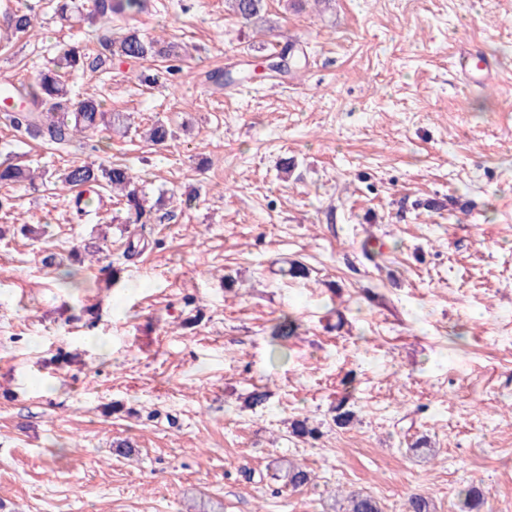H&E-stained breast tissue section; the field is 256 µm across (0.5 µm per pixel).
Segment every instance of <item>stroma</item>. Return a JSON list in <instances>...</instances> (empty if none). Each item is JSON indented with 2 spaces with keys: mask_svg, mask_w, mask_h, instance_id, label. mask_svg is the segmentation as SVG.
<instances>
[{
  "mask_svg": "<svg viewBox=\"0 0 512 512\" xmlns=\"http://www.w3.org/2000/svg\"><path fill=\"white\" fill-rule=\"evenodd\" d=\"M20 5L35 35L0 29V82L33 84L61 41L100 52L49 0L0 16ZM129 23L186 46L169 81L117 58L69 79L128 135L55 148L0 110V163L122 161L157 216L0 186V512H334L352 491L460 512L470 486L512 512V0H266L254 26L225 0H150ZM288 43L306 57L290 74L213 79ZM469 46L498 59L492 83L465 87ZM157 120L173 139L141 137ZM73 249L79 290L42 263ZM303 417L319 438L291 435ZM420 438L434 456L410 453ZM291 461L312 483L286 486Z\"/></svg>",
  "mask_w": 512,
  "mask_h": 512,
  "instance_id": "stroma-1",
  "label": "stroma"
}]
</instances>
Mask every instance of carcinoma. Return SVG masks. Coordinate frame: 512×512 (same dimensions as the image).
<instances>
[{
	"mask_svg": "<svg viewBox=\"0 0 512 512\" xmlns=\"http://www.w3.org/2000/svg\"><path fill=\"white\" fill-rule=\"evenodd\" d=\"M55 13L70 22L98 21L101 23V35L98 36L102 50L111 56L135 62L163 58L169 65L165 72L152 77L156 82L172 71L170 63L180 60L178 44L161 38L147 37L134 28L112 27V17L126 14L136 15L147 10L148 0H54ZM232 13L243 23L249 24L261 19L264 0H229ZM11 35L32 36L33 19L23 8L14 9L6 18ZM101 57L89 58L77 43H63L57 47L51 59V67L42 71L35 84L24 94L25 108L13 117V122L25 129L38 132L52 144L64 146L73 138L100 127L106 130L125 132L129 128L128 117L122 112H112L103 102L93 96L73 101L65 77L86 65L92 70L99 68ZM271 69L277 73H286L300 65L292 48L284 47L278 54L266 59ZM35 172L12 163L0 164V185L35 187ZM62 187L77 192L76 206L86 204L83 194L99 188L110 187L118 201L126 206L128 220L134 224H145L148 211L145 198L136 187L134 176L121 163L71 164L58 176ZM298 324L285 314L271 326L270 336L274 340L286 341L294 335ZM291 433L295 437L314 439L317 429L308 420L296 419L291 423ZM285 480L294 488L307 485L310 474L307 470L288 464ZM484 503L483 493L470 487L464 490L462 508L464 512H476ZM346 512H383L377 499L369 494L357 492L348 498Z\"/></svg>",
	"mask_w": 512,
	"mask_h": 512,
	"instance_id": "cac0c4a2",
	"label": "carcinoma"
}]
</instances>
